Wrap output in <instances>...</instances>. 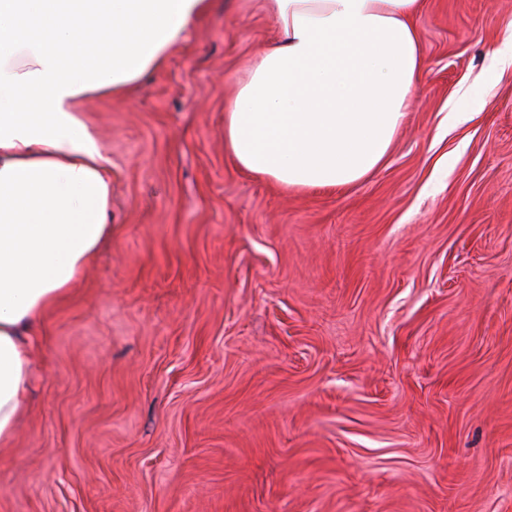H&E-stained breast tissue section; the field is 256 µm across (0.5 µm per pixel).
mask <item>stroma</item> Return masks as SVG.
<instances>
[{
    "label": "stroma",
    "instance_id": "obj_1",
    "mask_svg": "<svg viewBox=\"0 0 512 512\" xmlns=\"http://www.w3.org/2000/svg\"><path fill=\"white\" fill-rule=\"evenodd\" d=\"M417 27L407 118L344 188L224 150L264 0H213L160 74L82 104L112 241L44 322L0 512H512V0Z\"/></svg>",
    "mask_w": 512,
    "mask_h": 512
}]
</instances>
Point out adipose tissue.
Masks as SVG:
<instances>
[{
    "mask_svg": "<svg viewBox=\"0 0 512 512\" xmlns=\"http://www.w3.org/2000/svg\"><path fill=\"white\" fill-rule=\"evenodd\" d=\"M210 0H0V444L47 313L112 238V166L79 111L160 72ZM280 39L224 108V149L280 188L386 160L424 68L421 0H266Z\"/></svg>",
    "mask_w": 512,
    "mask_h": 512,
    "instance_id": "1",
    "label": "adipose tissue"
}]
</instances>
